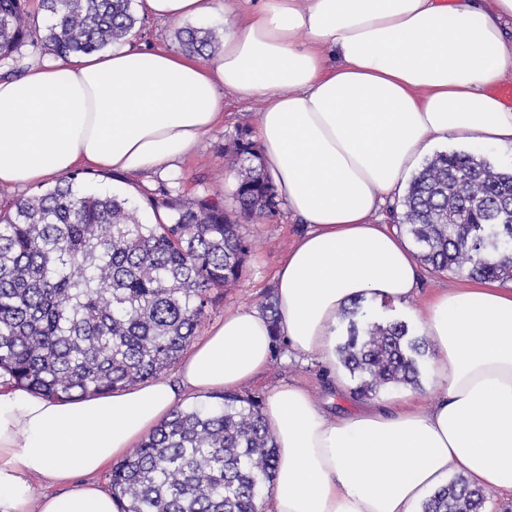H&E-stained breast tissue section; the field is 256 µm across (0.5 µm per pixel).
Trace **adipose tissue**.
I'll use <instances>...</instances> for the list:
<instances>
[{
  "mask_svg": "<svg viewBox=\"0 0 512 512\" xmlns=\"http://www.w3.org/2000/svg\"><path fill=\"white\" fill-rule=\"evenodd\" d=\"M164 23L224 18L202 60L162 45L53 55L0 77V187L81 168L168 172L224 116L259 100L265 173L308 229L276 277V320L225 315L183 354L176 378L61 400L0 378V512H124L96 480L184 398L238 391L270 363L275 335L298 358L333 357L351 302L414 297L408 238L372 217L433 147H512V0H138ZM443 396L328 414L301 385L263 401L278 464L261 512H418L449 472L512 490V281L438 292L420 317ZM66 485L61 496L36 484Z\"/></svg>",
  "mask_w": 512,
  "mask_h": 512,
  "instance_id": "ef3b65f1",
  "label": "adipose tissue"
}]
</instances>
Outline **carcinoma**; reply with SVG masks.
Listing matches in <instances>:
<instances>
[{
	"label": "carcinoma",
	"instance_id": "cac0c4a2",
	"mask_svg": "<svg viewBox=\"0 0 512 512\" xmlns=\"http://www.w3.org/2000/svg\"><path fill=\"white\" fill-rule=\"evenodd\" d=\"M133 0H41L38 33L28 0H0V64L24 70L26 47L76 56L124 40ZM181 51L206 56L224 29L177 31ZM222 155L236 171L237 212L207 191L187 199L161 185L137 203L96 193L76 174L12 202L0 215V369L47 397L108 393L158 376L179 359L220 290L240 278L251 242L242 219L275 217L281 199L240 128ZM165 215L149 224L144 211ZM418 257L437 271L512 281V169L468 152H440L411 180L398 215ZM357 391L417 386L423 339L399 319L350 323L338 346ZM276 448L256 396L216 394L178 407L112 467L127 512H259ZM483 495L459 478L421 512H480Z\"/></svg>",
	"mask_w": 512,
	"mask_h": 512
}]
</instances>
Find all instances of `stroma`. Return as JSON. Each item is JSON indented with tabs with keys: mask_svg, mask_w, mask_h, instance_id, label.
<instances>
[{
	"mask_svg": "<svg viewBox=\"0 0 512 512\" xmlns=\"http://www.w3.org/2000/svg\"><path fill=\"white\" fill-rule=\"evenodd\" d=\"M259 110L260 104L257 101L226 96L223 123L177 169L162 177L153 174L137 177L138 190L143 193L155 190L164 181L187 198L199 196L206 191L220 194L224 198L225 209L234 210L235 184L231 180L228 164L220 157L219 150L238 128H254ZM304 230V225L285 209L274 219H260L244 224L242 231L247 238L254 241L255 246L245 263L239 282L225 292L223 300L207 311L196 329L197 335H204L212 324L223 320L226 314L260 309L262 302L274 293V277L289 247ZM460 281V276L452 272H437L426 267L422 270L420 286L406 307L398 306L390 310L373 299L365 301L364 307L378 321L384 320L391 311L403 315L413 335L417 336L421 333L417 312L423 302L433 292L454 287ZM288 383L304 386L318 404L339 416L365 402L364 397L354 393L357 386L355 378H348L344 393H336L328 379V368L324 363L295 359L289 353L284 339L280 338L276 341L269 367L254 383L247 386L246 391L263 397L276 387Z\"/></svg>",
	"mask_w": 512,
	"mask_h": 512,
	"instance_id": "stroma-1",
	"label": "stroma"
}]
</instances>
